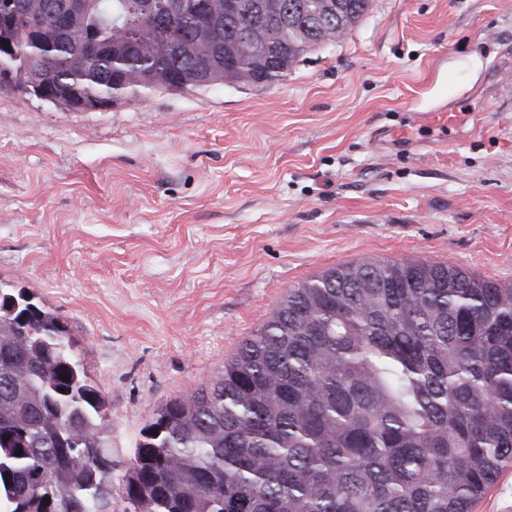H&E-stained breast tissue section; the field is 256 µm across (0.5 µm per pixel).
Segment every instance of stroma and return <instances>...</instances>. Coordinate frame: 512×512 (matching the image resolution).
<instances>
[{
    "instance_id": "1",
    "label": "stroma",
    "mask_w": 512,
    "mask_h": 512,
    "mask_svg": "<svg viewBox=\"0 0 512 512\" xmlns=\"http://www.w3.org/2000/svg\"><path fill=\"white\" fill-rule=\"evenodd\" d=\"M442 105L454 127L418 121ZM367 259L512 284V0H371L269 87L86 112L0 92V283L67 326L115 476L289 288Z\"/></svg>"
}]
</instances>
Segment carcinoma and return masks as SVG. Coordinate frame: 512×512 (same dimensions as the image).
I'll use <instances>...</instances> for the list:
<instances>
[{
	"mask_svg": "<svg viewBox=\"0 0 512 512\" xmlns=\"http://www.w3.org/2000/svg\"><path fill=\"white\" fill-rule=\"evenodd\" d=\"M90 0L70 29L3 17L15 53L78 104L271 86L370 0ZM290 20L237 37L258 4ZM192 72V83H180ZM0 287V512H112V417L65 325ZM67 380H62V377ZM22 455H17V452ZM512 463V285L456 265L369 259L288 289L208 389L154 409L122 476L126 512H473ZM9 478H4V475Z\"/></svg>",
	"mask_w": 512,
	"mask_h": 512,
	"instance_id": "1",
	"label": "carcinoma"
}]
</instances>
